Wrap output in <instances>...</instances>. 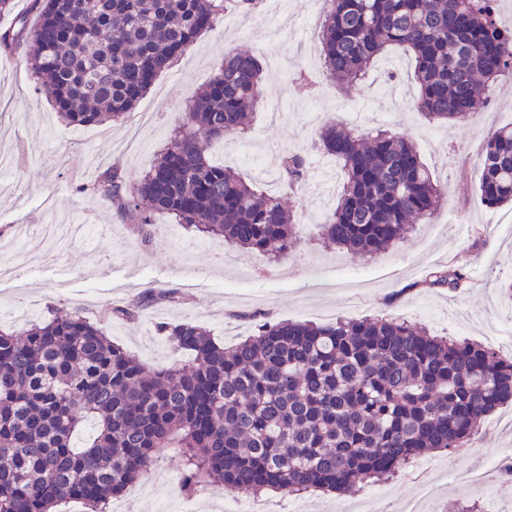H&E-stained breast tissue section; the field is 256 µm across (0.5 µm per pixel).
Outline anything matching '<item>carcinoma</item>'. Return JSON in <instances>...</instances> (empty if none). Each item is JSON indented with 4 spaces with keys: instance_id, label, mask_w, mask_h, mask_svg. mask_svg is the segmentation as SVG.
<instances>
[{
    "instance_id": "obj_1",
    "label": "carcinoma",
    "mask_w": 512,
    "mask_h": 512,
    "mask_svg": "<svg viewBox=\"0 0 512 512\" xmlns=\"http://www.w3.org/2000/svg\"><path fill=\"white\" fill-rule=\"evenodd\" d=\"M230 1L243 10L252 2L32 0L35 23L18 18L0 32V48H25L41 92L67 124L120 122ZM497 2L327 0L323 66L336 83H354L403 47L414 59L416 109L451 128L512 72V29ZM261 80L252 54L225 53L137 184L108 168L82 191L144 235L152 215L164 213L199 237L281 260L298 242L284 197L304 184L307 155L282 153L278 194L211 158L214 146L244 133ZM320 146L343 171L335 203L314 225L320 241L376 256L431 221L447 198L415 145L388 128L365 134L329 124ZM478 154L484 203L512 204V124ZM463 279L448 267L416 287L456 289ZM161 301L177 297L151 293L105 317L133 321L140 307ZM157 332L190 363L149 369L73 313L36 316L20 333L0 328V512H55L66 500L108 512L160 448L181 454L189 492L353 493L429 451L461 447L512 402L511 360L395 318L265 321L229 347L194 322L161 323ZM88 422L93 434L76 443Z\"/></svg>"
}]
</instances>
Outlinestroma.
Instances as JSON below:
<instances>
[{"label":"stroma","instance_id":"1","mask_svg":"<svg viewBox=\"0 0 512 512\" xmlns=\"http://www.w3.org/2000/svg\"><path fill=\"white\" fill-rule=\"evenodd\" d=\"M252 22L248 12L232 24L217 22L158 74L137 105L138 111L151 113L152 121L135 150L125 147V122L72 131L40 92L24 49L0 51V155L9 163L0 179V245L8 246V262L15 270L14 276H0V309L33 306L44 315L79 313L100 323L113 342L151 368L178 365L188 355L160 335H144L148 322L192 319L229 346L252 334V315L319 324L384 314L434 334L445 332L490 346L512 359V301L501 292L512 281V207L491 208L482 202L477 155L488 136L512 122V85L492 89L476 118L445 131L417 110L394 114V99L412 101L417 96L413 59L402 49L390 50L364 81L348 87L337 86L323 69H314L317 88L368 109V127L385 125L412 140L435 177L448 186V201L430 223L416 225L406 242L374 258L311 241L318 213L327 211L335 197L317 195L308 187L289 199L299 219V243L272 265L250 251L190 231L183 232L181 244H172L164 236L171 218L161 213L154 216L151 240L142 241L110 203L83 192L84 184L111 166L118 168L126 185L140 181L194 90L218 70L225 52L237 47L262 62L274 46L284 56L285 73L266 74L260 96L282 100L289 110L275 117L256 107L251 125L266 139L270 159L287 150L319 155V125L339 121V114L325 111L319 122L308 121L297 106L304 92L293 79L301 67L299 55L284 41L273 46L259 36L239 37L238 28ZM52 221L109 224L115 233L100 247L78 243L49 255L39 231ZM105 261L112 270L107 277L98 273ZM189 263L202 271L190 288L175 275ZM448 265L465 270L461 288L420 287L429 270ZM170 289L179 293V302L146 307L133 321L103 317L108 307ZM498 459L512 460V404L487 417L479 437L450 453L421 456L398 478L347 495L275 490L261 501L267 512H341L343 506L354 507L368 498L378 499L384 512H402L411 498L417 499L418 512H457L463 506L486 512L493 504L512 512V488L491 468ZM455 469L480 472L483 479L457 484L451 477ZM181 471L176 450H160L154 467L126 493L130 512H159L163 507L180 512L189 500L198 512H207L209 502L226 496L223 488L185 492Z\"/></svg>","mask_w":512,"mask_h":512}]
</instances>
